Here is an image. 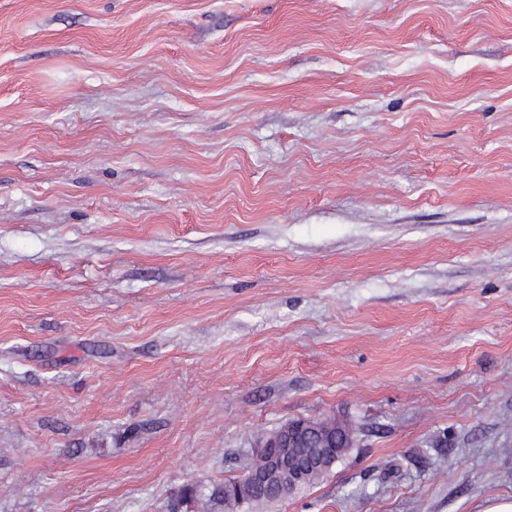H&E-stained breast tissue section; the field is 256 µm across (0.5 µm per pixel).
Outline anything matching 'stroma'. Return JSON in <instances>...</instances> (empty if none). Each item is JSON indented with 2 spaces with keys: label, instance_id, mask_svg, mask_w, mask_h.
<instances>
[{
  "label": "stroma",
  "instance_id": "stroma-1",
  "mask_svg": "<svg viewBox=\"0 0 512 512\" xmlns=\"http://www.w3.org/2000/svg\"><path fill=\"white\" fill-rule=\"evenodd\" d=\"M512 499V0H0V512ZM290 421L284 429L277 435L270 438L268 443H263L268 437L261 441L259 448H293L292 442H299L301 434L304 433L305 439L321 437L319 427L314 425L312 420L298 419ZM269 465L262 471L249 468L237 481V491L242 497L245 491L260 486L281 487L288 484V495L293 494L305 479L304 468L288 464V456L282 455L268 461Z\"/></svg>",
  "mask_w": 512,
  "mask_h": 512
}]
</instances>
